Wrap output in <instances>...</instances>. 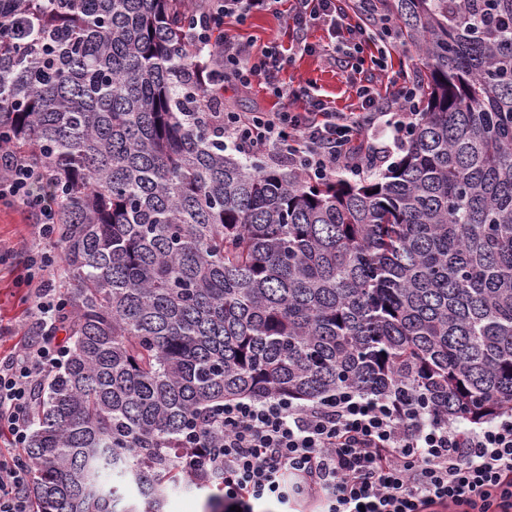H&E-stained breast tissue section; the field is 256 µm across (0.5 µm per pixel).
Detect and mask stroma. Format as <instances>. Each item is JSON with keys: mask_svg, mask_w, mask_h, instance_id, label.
Listing matches in <instances>:
<instances>
[{"mask_svg": "<svg viewBox=\"0 0 512 512\" xmlns=\"http://www.w3.org/2000/svg\"><path fill=\"white\" fill-rule=\"evenodd\" d=\"M224 27L250 43L257 52L272 41L293 48L297 38L292 25L287 24L282 14L260 15L242 25L228 19ZM307 40L313 44V51L302 52L293 48L294 53L280 78L294 89L312 87L314 94L320 95L336 111H358L361 102L355 94L357 80L369 82L376 92L386 96L393 92L396 81L412 77L409 61L412 47L403 45L393 49L388 69L384 72L372 62L376 49H366L363 71L357 75L345 64L343 43L335 42L325 26L311 27ZM33 222L32 215L17 202L0 200V354L8 353L14 345L33 334L29 316L33 302L27 288L18 283L26 269L22 245L34 238Z\"/></svg>", "mask_w": 512, "mask_h": 512, "instance_id": "1", "label": "stroma"}]
</instances>
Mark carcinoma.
<instances>
[{
  "instance_id": "obj_1",
  "label": "carcinoma",
  "mask_w": 512,
  "mask_h": 512,
  "mask_svg": "<svg viewBox=\"0 0 512 512\" xmlns=\"http://www.w3.org/2000/svg\"><path fill=\"white\" fill-rule=\"evenodd\" d=\"M419 116L322 180L224 154L189 0H0V142L56 192L65 357L34 512H163L188 427L242 397L512 410V0H389Z\"/></svg>"
}]
</instances>
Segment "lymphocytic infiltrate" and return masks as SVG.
<instances>
[{
	"label": "lymphocytic infiltrate",
	"mask_w": 512,
	"mask_h": 512,
	"mask_svg": "<svg viewBox=\"0 0 512 512\" xmlns=\"http://www.w3.org/2000/svg\"><path fill=\"white\" fill-rule=\"evenodd\" d=\"M282 0H195L188 38L202 48L221 43L219 65L228 88L250 90L263 80L276 98L292 91L278 74L287 60L282 45L261 54L235 36L218 37L225 19L278 13ZM350 25L336 0H293L290 18L298 32L325 22L346 32L355 52L372 40L393 37L387 15L366 9ZM359 111L345 114L314 98L306 111H224V139L239 154L263 156L324 177L342 170L358 176L365 156L375 151L373 129L401 138L415 117L417 91L401 84L383 98L360 84ZM40 168L0 144V197L22 203L37 219L38 237H51L55 197L45 190ZM55 263L52 252L28 257L23 279L34 300L31 315L40 336L0 357V426L16 447L30 430L35 393L64 355L58 335L65 328L64 305L44 278ZM216 425L219 447L200 436L191 441L200 465L193 479L224 477L222 507L255 512L273 502L290 512H512V413H500L461 428L430 406L417 386L402 385L381 397L350 389L301 404L282 397L242 398L225 403ZM30 473L16 456L0 452V512H33L26 492Z\"/></svg>",
	"instance_id": "1"
}]
</instances>
